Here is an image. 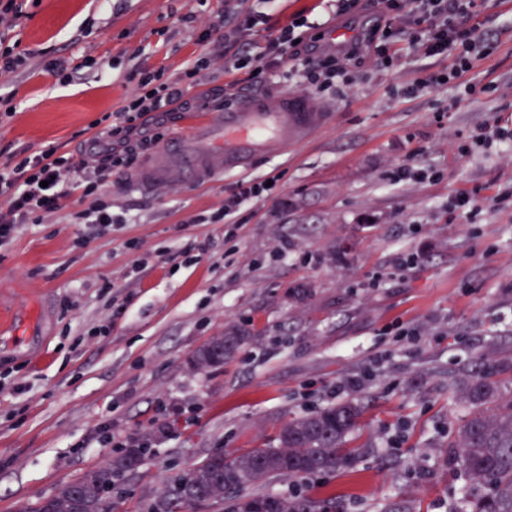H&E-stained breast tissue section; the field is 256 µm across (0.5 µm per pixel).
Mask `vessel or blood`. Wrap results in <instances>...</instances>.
Masks as SVG:
<instances>
[{
	"instance_id": "1",
	"label": "vessel or blood",
	"mask_w": 512,
	"mask_h": 512,
	"mask_svg": "<svg viewBox=\"0 0 512 512\" xmlns=\"http://www.w3.org/2000/svg\"><path fill=\"white\" fill-rule=\"evenodd\" d=\"M329 119V113L309 97L286 92L273 98L243 96L224 111L205 113L187 132L170 139L131 185L161 193L204 183L228 171H244L258 157L294 150ZM48 321V309L41 301L32 313L0 307V334H7L6 345L16 352H38Z\"/></svg>"
}]
</instances>
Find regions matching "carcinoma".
<instances>
[{
    "label": "carcinoma",
    "mask_w": 512,
    "mask_h": 512,
    "mask_svg": "<svg viewBox=\"0 0 512 512\" xmlns=\"http://www.w3.org/2000/svg\"><path fill=\"white\" fill-rule=\"evenodd\" d=\"M250 340L244 330L228 328L197 350L195 363L200 368L220 366ZM506 374L512 377V361L480 357L458 389L457 398L467 413L455 429L449 455L469 489L463 512H512V394L500 390V377ZM361 416L358 402H341L290 419L264 448L206 456L173 480L151 505L152 512H196L222 505L226 498L231 512H342L334 498L256 488L277 478L348 466L353 449L346 447L345 438ZM143 462V449L127 448L22 512H104V498L114 482Z\"/></svg>",
    "instance_id": "carcinoma-1"
}]
</instances>
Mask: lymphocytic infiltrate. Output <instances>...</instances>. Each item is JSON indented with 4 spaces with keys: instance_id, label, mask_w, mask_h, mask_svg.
<instances>
[{
    "instance_id": "obj_1",
    "label": "lymphocytic infiltrate",
    "mask_w": 512,
    "mask_h": 512,
    "mask_svg": "<svg viewBox=\"0 0 512 512\" xmlns=\"http://www.w3.org/2000/svg\"><path fill=\"white\" fill-rule=\"evenodd\" d=\"M386 24L376 26L368 38L338 46L306 32L308 21L298 15L288 24L265 35L262 45L246 42L247 31L259 22L257 16L236 11L232 22L211 24L201 37L203 53L185 73L195 78L216 62L225 69L265 74L282 70L284 77H300L306 88L317 93L335 92L353 84L365 52H374L381 67H391V44L397 37L408 39L414 50L427 57L449 58L448 68L398 88L411 96L429 87L456 85L467 95L478 92L467 81L477 63L485 59L491 43L479 16L485 0H374ZM240 42L233 58H226L224 45ZM184 97L180 81L162 79L160 74L141 72L134 92L122 108L101 118L102 128L91 148L81 158L48 148L0 167V247L14 239L22 225L42 223L63 211L75 183H83L93 204L76 213L78 223L106 230L118 223L109 202L100 192L112 171L136 167L141 156L159 144L177 103Z\"/></svg>"
}]
</instances>
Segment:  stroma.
<instances>
[{
    "label": "stroma",
    "mask_w": 512,
    "mask_h": 512,
    "mask_svg": "<svg viewBox=\"0 0 512 512\" xmlns=\"http://www.w3.org/2000/svg\"><path fill=\"white\" fill-rule=\"evenodd\" d=\"M278 28L297 14L343 38L368 34L376 10L338 14L335 0H248ZM225 0H39L17 20L25 62L0 83V164L57 147L77 154L95 122L118 111L135 73L183 74ZM493 50L470 75L492 84L458 97L436 87L396 96L440 71L442 57L404 50L390 68L367 57L366 80L318 95L332 122L294 153L241 174L164 193L127 188L113 172L107 199L121 223L101 232L72 221L91 200L76 188L67 210L27 224L0 248V302L51 304L42 361L0 347V512H18L102 465L103 428L139 436L148 452L123 475L120 512H148L164 486L205 456L269 443L291 418L357 400L349 466L272 483L336 496L343 512H461L464 477L442 453L465 410L457 390L476 358L512 361V147L459 149L479 128L512 129V6L487 0ZM62 59L69 83L43 70ZM112 61L108 79L95 61ZM236 83L237 94L306 95L270 71L234 81L223 66L188 85L187 99ZM434 180L388 178L406 161ZM279 190L238 214L242 224H197L244 181ZM472 193L473 223L450 207ZM110 324L108 334L91 327ZM235 326L251 341L223 365L192 360ZM364 378L335 395L338 381ZM163 437H154L158 425Z\"/></svg>",
    "instance_id": "35a3bbf8"
}]
</instances>
